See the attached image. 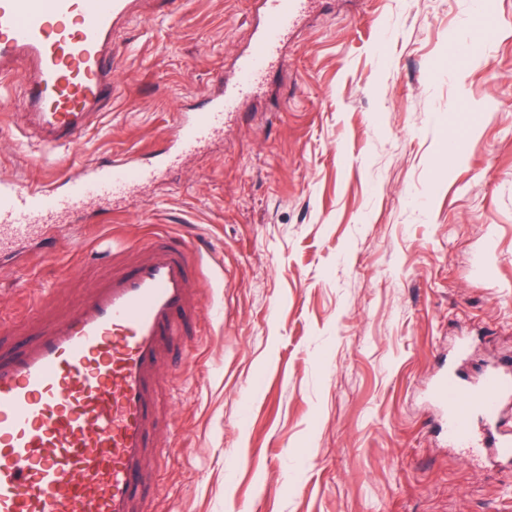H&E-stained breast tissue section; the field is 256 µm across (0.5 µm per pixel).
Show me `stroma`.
Wrapping results in <instances>:
<instances>
[{
	"instance_id": "obj_1",
	"label": "stroma",
	"mask_w": 512,
	"mask_h": 512,
	"mask_svg": "<svg viewBox=\"0 0 512 512\" xmlns=\"http://www.w3.org/2000/svg\"><path fill=\"white\" fill-rule=\"evenodd\" d=\"M473 2L320 0L221 135L0 257L15 351L36 295L65 310L156 233L217 264L161 362L147 512H512V464L446 443L428 396L512 364V0ZM255 23L253 0H142L76 151L24 133L16 71L0 178L164 148Z\"/></svg>"
}]
</instances>
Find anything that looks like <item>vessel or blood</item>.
<instances>
[{
    "mask_svg": "<svg viewBox=\"0 0 512 512\" xmlns=\"http://www.w3.org/2000/svg\"><path fill=\"white\" fill-rule=\"evenodd\" d=\"M133 0H0V78L28 71L24 103L45 147H70L112 92V33ZM313 0H254L256 27L230 85L199 111L178 113L168 146L93 165L62 182L0 179V255L20 254L81 207L126 197L223 131L263 79ZM204 259L158 234L130 267H115L64 312L46 318L17 353L0 351V512H143L160 362L179 318L199 293ZM448 439H489L512 457V436L494 435L512 372L478 381L440 375L432 388Z\"/></svg>",
    "mask_w": 512,
    "mask_h": 512,
    "instance_id": "obj_1",
    "label": "vessel or blood"
}]
</instances>
